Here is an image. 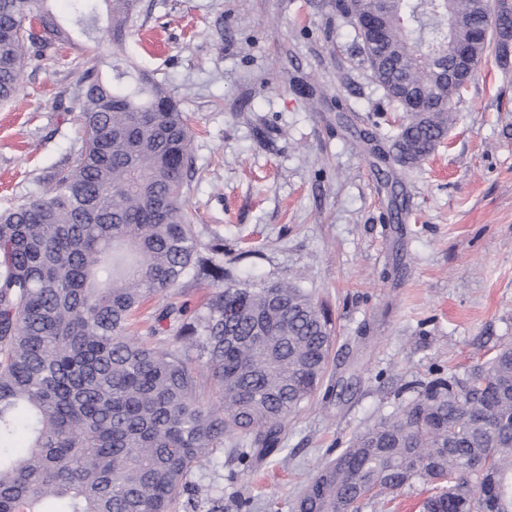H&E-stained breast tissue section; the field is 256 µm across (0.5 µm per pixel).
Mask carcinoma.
<instances>
[{
  "label": "carcinoma",
  "mask_w": 512,
  "mask_h": 512,
  "mask_svg": "<svg viewBox=\"0 0 512 512\" xmlns=\"http://www.w3.org/2000/svg\"><path fill=\"white\" fill-rule=\"evenodd\" d=\"M66 25L50 0H0V104L45 42L108 35L120 50L137 0H75ZM483 0H397L385 39L363 49L404 112L398 162L416 165L457 120L464 86L435 71L453 39L475 64L504 59L512 18L488 26ZM425 110L415 108L414 99ZM83 134L41 192L0 212V512H197L195 468L226 448L242 462L284 451L288 421L320 392L332 320L290 282L242 283L224 237L205 244L186 192L193 133L165 84L117 57L84 71ZM214 291L200 307L148 303L185 282ZM23 434L28 451L19 455ZM446 483L423 512H512V345L463 375H439L392 420L320 463L295 512H361L373 488Z\"/></svg>",
  "instance_id": "cac0c4a2"
}]
</instances>
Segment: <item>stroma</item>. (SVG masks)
I'll use <instances>...</instances> for the list:
<instances>
[{"mask_svg": "<svg viewBox=\"0 0 512 512\" xmlns=\"http://www.w3.org/2000/svg\"><path fill=\"white\" fill-rule=\"evenodd\" d=\"M125 53L196 132L187 202L239 280L299 278L335 330L321 392L285 449L246 466L216 451L209 501L291 512L316 466L392 417L411 386L512 343V65L483 63L456 123L414 171L382 159L402 122L352 16L330 0H139ZM112 45L54 44L0 106V210L26 199L80 133L78 80Z\"/></svg>", "mask_w": 512, "mask_h": 512, "instance_id": "1", "label": "stroma"}]
</instances>
